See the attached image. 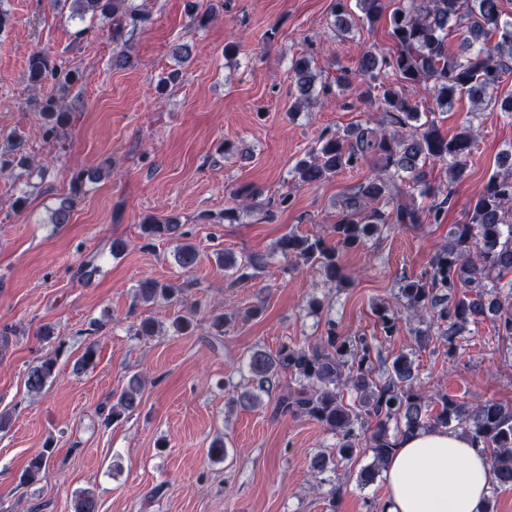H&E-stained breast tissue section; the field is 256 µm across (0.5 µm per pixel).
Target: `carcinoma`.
<instances>
[{"label":"carcinoma","instance_id":"1","mask_svg":"<svg viewBox=\"0 0 512 512\" xmlns=\"http://www.w3.org/2000/svg\"><path fill=\"white\" fill-rule=\"evenodd\" d=\"M72 16L102 17L111 22L112 42L120 50L112 63L129 62L126 36L138 31L148 15L136 0H70ZM368 24L383 18V0H356ZM353 14L344 0H336L333 29L340 35L353 26ZM394 52L386 55L368 49L359 61L364 79L375 80L390 71L397 84H382L377 97L371 88L360 93L367 101H375L383 113V126L373 128L357 124L341 133H324L309 158L294 168L299 181L316 185L343 170L358 167L370 157L379 161L378 171L352 188L341 199L340 220L331 225L329 234L336 240L330 244L320 234H284L276 249L291 260L309 264L328 284H343L347 277L339 263L337 246L357 249L369 237L394 224H438L453 198V186L465 174L474 145L472 126L464 127L456 136L442 135L432 121L419 122L418 106L405 90L421 83H432L435 102L443 107L453 105L462 94L470 100H492L504 75L512 73V16L505 15L503 0H409L394 8L386 18ZM457 27L460 50L448 49V26ZM49 72L48 60L37 51L28 60L29 81L40 84ZM319 73L311 60L302 56L292 67L294 107L313 104ZM36 108L51 125L44 131L47 139L57 137L74 111L60 97L41 99ZM448 168V189L441 200L430 203L422 199L432 196L426 166ZM492 174L475 196L465 224H457L447 245L431 258L429 268L419 278L402 277L395 295L400 305L416 314L431 315L436 321V335L448 343V356L455 355L459 337L470 324L486 319L494 323L497 336L512 346V307L502 298L500 282L512 273V166ZM89 172H78L70 180V197L58 207L52 223L67 224L74 203L83 192ZM386 201L391 209L376 206ZM142 230L151 239L182 238L181 225L170 220L149 219ZM196 246L189 242L178 245L175 260L183 269L198 262ZM263 257L247 255L240 260L224 258V268L231 270L232 283L240 284L264 267ZM176 290L156 279L141 280L134 299L140 303L169 300ZM381 336L391 338L400 331L399 318L388 313L386 306L374 310ZM229 313L212 316L209 335L222 336L232 322ZM171 327L177 334L195 329L192 314L176 315ZM161 334L160 324L143 318L136 324L135 335L152 338ZM56 367V361L45 358L28 368L25 387L28 393L43 392ZM250 390L243 394L258 401V393L271 394L283 373L299 379V388L276 399L272 412L281 417H307L321 424L337 438L336 453L320 452L310 462L315 476L336 467V459L349 460L359 451V430L368 421L374 427L367 436V450L373 466L361 472V481H374L380 469L395 451L398 436L423 429H460L489 451L490 484L495 489H512V409L488 399L471 408L446 394L439 396L438 412L431 414L430 403L415 386L413 361L404 353L388 361L375 341L365 336H344L336 332V324L328 323L325 336L315 346L305 348L284 343L271 355L262 349L250 352L246 362ZM356 394L357 402L347 403L343 390ZM140 402V382L132 377L128 387L109 408L107 420L117 421L134 411ZM52 451L34 456L28 462L23 481L32 483L47 477Z\"/></svg>","mask_w":512,"mask_h":512}]
</instances>
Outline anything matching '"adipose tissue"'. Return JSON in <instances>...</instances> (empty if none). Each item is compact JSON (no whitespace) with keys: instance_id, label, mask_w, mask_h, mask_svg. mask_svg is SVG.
<instances>
[{"instance_id":"ef3b65f1","label":"adipose tissue","mask_w":512,"mask_h":512,"mask_svg":"<svg viewBox=\"0 0 512 512\" xmlns=\"http://www.w3.org/2000/svg\"><path fill=\"white\" fill-rule=\"evenodd\" d=\"M384 479L386 512H483L489 461L464 433L426 429L398 439Z\"/></svg>"}]
</instances>
